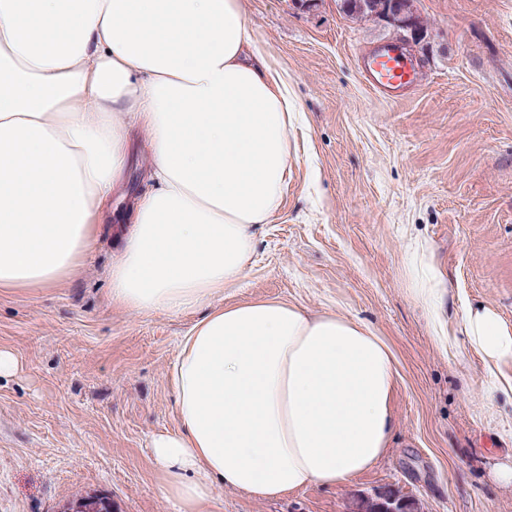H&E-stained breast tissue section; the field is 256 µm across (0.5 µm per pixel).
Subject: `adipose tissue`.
<instances>
[{"label": "adipose tissue", "instance_id": "obj_1", "mask_svg": "<svg viewBox=\"0 0 512 512\" xmlns=\"http://www.w3.org/2000/svg\"><path fill=\"white\" fill-rule=\"evenodd\" d=\"M296 107L242 0H0V288L72 276L112 219L132 128L152 153L108 278L112 306L207 308L170 373L179 428L150 440L176 512L220 485L275 500L373 468L395 357L361 321L284 301L221 305L282 206ZM470 347L512 361V327L465 309Z\"/></svg>", "mask_w": 512, "mask_h": 512}]
</instances>
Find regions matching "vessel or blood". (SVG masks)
I'll return each mask as SVG.
<instances>
[{
    "label": "vessel or blood",
    "instance_id": "b4317fda",
    "mask_svg": "<svg viewBox=\"0 0 512 512\" xmlns=\"http://www.w3.org/2000/svg\"><path fill=\"white\" fill-rule=\"evenodd\" d=\"M363 77L382 98L398 101L418 80V70L402 46L389 41L360 56Z\"/></svg>",
    "mask_w": 512,
    "mask_h": 512
}]
</instances>
